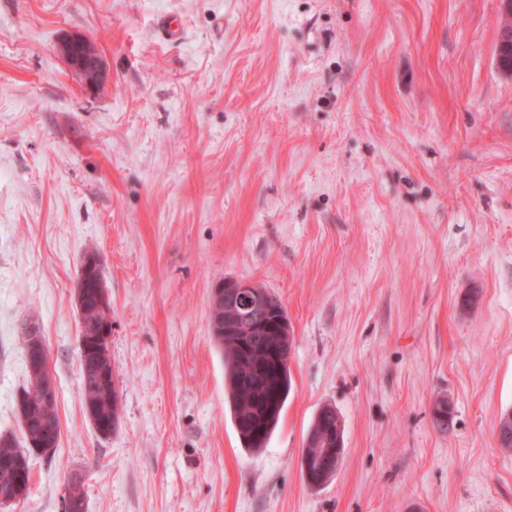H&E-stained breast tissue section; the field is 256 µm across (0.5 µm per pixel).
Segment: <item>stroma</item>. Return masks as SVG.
<instances>
[{"mask_svg":"<svg viewBox=\"0 0 512 512\" xmlns=\"http://www.w3.org/2000/svg\"><path fill=\"white\" fill-rule=\"evenodd\" d=\"M499 0H0V435L35 327L60 439L0 512H512V75ZM183 28L163 39L161 15ZM95 41L86 90L62 40ZM112 299L120 422L79 396L81 261ZM274 294L267 448L224 402L213 287ZM453 403L448 428L432 417ZM336 407L332 479L301 472ZM338 424H340V428L337 429ZM336 428V433L334 432V439L332 440V447L334 448H322L321 442L322 440L314 439L313 437L320 436L322 434H325L329 429ZM312 435L313 437L309 439L307 444V458L309 463V469H310V463L314 460L318 464H324L327 468H334L336 466H339L342 455H343V427L342 422L340 420V415L336 411V408L326 405L321 407L317 414L315 415L309 431L307 433V436ZM306 436V437H307ZM336 452V458H334V453ZM306 455L302 454V465L301 470L304 475L305 480L314 487L321 486L323 483H325L328 479L332 478L334 475H329L325 477L322 480V472L320 471V466L318 470L315 472L318 475L319 482H314L312 480V477L309 475L306 478V471L304 474V467L303 462L306 459ZM309 481H308V480ZM322 480V481H320ZM312 481V482H311Z\"/></svg>","mask_w":512,"mask_h":512,"instance_id":"stroma-1","label":"stroma"}]
</instances>
